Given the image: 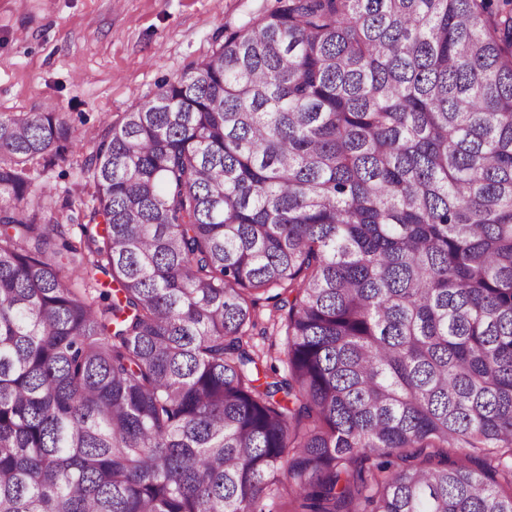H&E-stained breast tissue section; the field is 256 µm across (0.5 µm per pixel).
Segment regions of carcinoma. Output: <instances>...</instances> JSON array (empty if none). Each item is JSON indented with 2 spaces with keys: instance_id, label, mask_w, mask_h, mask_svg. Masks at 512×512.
<instances>
[{
  "instance_id": "carcinoma-1",
  "label": "carcinoma",
  "mask_w": 512,
  "mask_h": 512,
  "mask_svg": "<svg viewBox=\"0 0 512 512\" xmlns=\"http://www.w3.org/2000/svg\"><path fill=\"white\" fill-rule=\"evenodd\" d=\"M75 142L0 114V512H512V0H278L66 226Z\"/></svg>"
}]
</instances>
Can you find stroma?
Segmentation results:
<instances>
[{
  "label": "stroma",
  "instance_id": "stroma-1",
  "mask_svg": "<svg viewBox=\"0 0 512 512\" xmlns=\"http://www.w3.org/2000/svg\"><path fill=\"white\" fill-rule=\"evenodd\" d=\"M277 0H0V114L56 112L79 147L34 171L74 216L89 203L80 163L117 113L209 55L221 35L267 14Z\"/></svg>",
  "mask_w": 512,
  "mask_h": 512
}]
</instances>
